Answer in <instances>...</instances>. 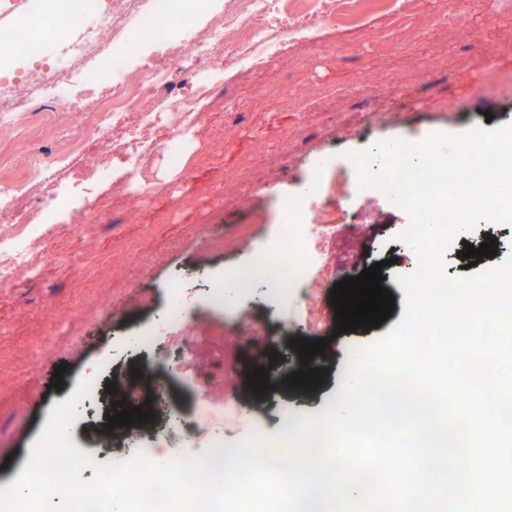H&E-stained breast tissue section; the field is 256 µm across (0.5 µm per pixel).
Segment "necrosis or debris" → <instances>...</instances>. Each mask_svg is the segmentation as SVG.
<instances>
[{
    "label": "necrosis or debris",
    "instance_id": "1",
    "mask_svg": "<svg viewBox=\"0 0 512 512\" xmlns=\"http://www.w3.org/2000/svg\"><path fill=\"white\" fill-rule=\"evenodd\" d=\"M368 0H225L211 11L210 0H45L47 26L60 45L55 59H47L41 40L28 29L29 0H0L7 16L0 23V68L16 57L32 61V69L19 77L0 75V130L13 137H27L33 124L35 101L62 93L71 112H88L103 90H111L113 103L135 98L132 112H99L85 123L64 158L36 155L29 163L34 190L28 208L12 207L14 188L0 191V286L15 282L21 273H33V255L52 252L55 225L44 216L61 206L55 188L60 169L84 159L88 143L99 146L95 163L86 164L88 174L111 165L121 156L135 167L149 153L156 132L170 135L200 124L193 97L180 91L171 71L188 62L199 65L211 60L218 47H225V67L241 61L262 63V48L295 29L272 24L284 10H300L315 20L341 21L358 17ZM151 42L155 55L143 61L134 79H126L114 67L124 46ZM314 196L284 199L279 204L281 222L274 237L255 257L264 285L283 301L304 306L317 297L316 269L324 260L323 224L312 221ZM224 418L223 405L208 398L192 397L185 416L167 433L171 448L223 446L224 435L215 425Z\"/></svg>",
    "mask_w": 512,
    "mask_h": 512
}]
</instances>
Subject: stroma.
<instances>
[{"instance_id":"1","label":"stroma","mask_w":512,"mask_h":512,"mask_svg":"<svg viewBox=\"0 0 512 512\" xmlns=\"http://www.w3.org/2000/svg\"><path fill=\"white\" fill-rule=\"evenodd\" d=\"M446 2L421 0L417 27L391 41L379 34L388 19L376 10L359 20L321 23L318 43H280L259 67L228 70L214 60L191 87L204 112L200 87L223 86V113L158 141L135 174L113 162L110 178L99 185L112 199L111 213L89 235L56 239L54 257L35 261L37 281L22 277L0 288V488L19 476L52 407L83 378L103 384L132 367L151 373L160 359L184 360V386L235 407L224 418L229 445L256 429L277 434L284 419L319 413L336 397L349 350L375 342L403 316L395 274L417 267L413 249L395 239L407 213L386 197L355 193L343 152L512 122V0H469L463 17L449 21ZM70 121L60 107L42 118V132L30 142L0 137V188L11 173L26 170L29 153L60 152ZM176 154L182 166L172 165ZM307 190L321 196L315 217L325 224L329 256L317 273L316 305L288 307L258 287L224 310L211 309L210 283L250 267L280 221L279 201ZM245 225L253 232L251 246L220 251L210 245V236L230 239ZM75 251L79 269L64 271L61 256ZM380 261L387 264L394 312L376 328L334 336V284L355 264ZM175 282L199 313L197 328L184 336L160 333L154 349L141 350L133 339L158 328ZM133 284L141 300L131 296ZM246 314L264 324L263 334L238 330ZM294 338L327 339L316 357L325 369L322 386L256 396L247 375L270 353L279 355L273 376L299 371ZM62 365L64 384L56 388L51 380ZM104 413V398H94L78 408L73 425V443L94 451L97 462H124L140 448L175 458L164 446L172 407L161 405L146 427L96 449L89 428Z\"/></svg>"}]
</instances>
